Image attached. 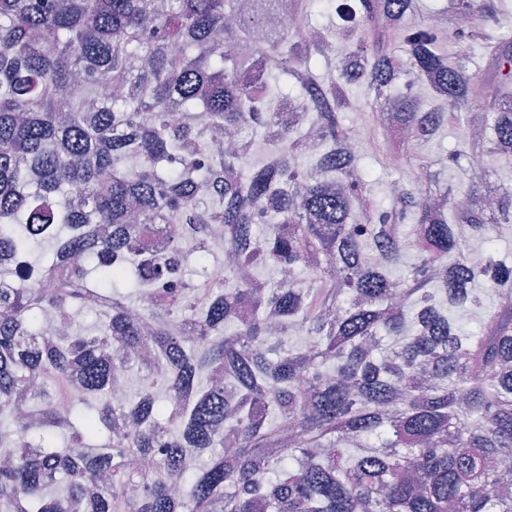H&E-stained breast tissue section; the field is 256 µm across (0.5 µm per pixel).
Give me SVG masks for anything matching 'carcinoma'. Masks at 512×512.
<instances>
[{"instance_id": "1", "label": "carcinoma", "mask_w": 512, "mask_h": 512, "mask_svg": "<svg viewBox=\"0 0 512 512\" xmlns=\"http://www.w3.org/2000/svg\"><path fill=\"white\" fill-rule=\"evenodd\" d=\"M311 2L0 0V257L13 256L0 261L12 277L0 288V429L17 435L0 446L11 460L0 512H512V264L491 255L484 205L495 197L499 223L512 224V187L474 169L466 189L433 191L429 165L409 154L427 183L373 202L339 118L346 86L362 83L378 125L409 131L403 150L468 124L454 108L478 91L494 138L470 127L464 159L511 158L512 34L482 76L442 51L440 34L462 30L461 12L471 30L512 23L499 0H450L406 30L417 0H320L341 20L332 29L308 20ZM317 58L336 75H319ZM272 72L297 91L274 110ZM77 77L84 97L71 92ZM400 82L427 84L450 110L420 111L391 93ZM239 127L263 131L272 162L247 167V138L210 153L213 131ZM308 153L315 165L301 170L294 159ZM270 199L279 214L261 237ZM162 224L167 250H144ZM215 224L235 264L219 283L185 279L182 240L206 271ZM476 235L488 244L479 265L468 260ZM33 240L54 244L40 264L56 270L48 288L24 279ZM409 251L418 264L392 278ZM266 264L292 280L240 279ZM480 279L495 305L473 288ZM439 290L480 310L478 331L440 310ZM134 293L156 299L142 318ZM89 307L91 336L73 314ZM295 331L309 342L290 349ZM118 365L159 378L165 398L149 385L113 403ZM134 456L151 467L132 470Z\"/></svg>"}]
</instances>
